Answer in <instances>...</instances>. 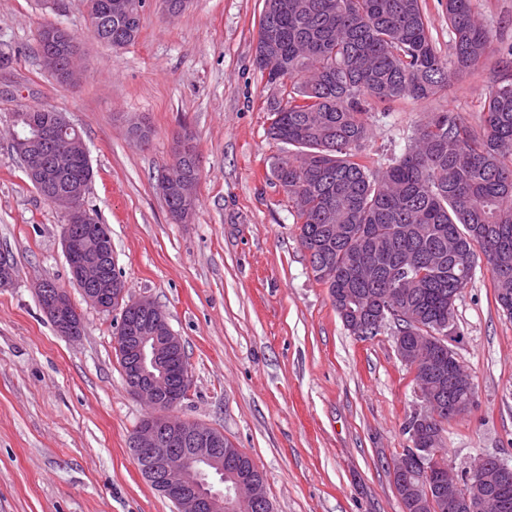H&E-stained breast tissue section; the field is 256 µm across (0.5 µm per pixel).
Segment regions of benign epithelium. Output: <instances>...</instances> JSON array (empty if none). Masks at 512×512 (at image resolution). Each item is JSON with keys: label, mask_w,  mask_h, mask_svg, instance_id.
Listing matches in <instances>:
<instances>
[{"label": "benign epithelium", "mask_w": 512, "mask_h": 512, "mask_svg": "<svg viewBox=\"0 0 512 512\" xmlns=\"http://www.w3.org/2000/svg\"><path fill=\"white\" fill-rule=\"evenodd\" d=\"M34 136L14 137L13 146L21 157L29 178L48 192L58 189L57 158L60 127L69 124L65 115L53 113L47 119L39 113L28 118ZM194 146V135L185 128L173 138L172 158L177 162ZM196 181L180 183L162 173L160 191L173 190L182 198L177 223L192 220L198 198ZM68 224L62 229V245L73 267L74 282L86 302L101 311L123 303L133 307L136 316L123 323L114 337L116 351L124 365L126 387L136 398L152 406L154 414L137 427L131 448L143 463L142 476L157 491L173 501L176 512H228L233 498L243 490L252 496V505L260 508L268 498L263 484L240 467L234 459L235 448L224 447L223 433L208 426L191 425L170 414L183 401L189 389L188 369L183 358V342L170 327L165 312L149 297H127L120 278L112 274V248L109 236L84 206L83 183L69 181L61 193ZM43 308L56 330L64 336L81 335L79 314L70 305L67 291L49 279L34 282ZM424 414L415 416L410 436L420 447L429 443ZM498 477L490 481L485 471L475 467L469 474V490L461 491L453 465H448V508L451 512H489L509 506L504 489L512 478V466L494 458Z\"/></svg>", "instance_id": "7a95c632"}]
</instances>
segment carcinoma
<instances>
[{
	"mask_svg": "<svg viewBox=\"0 0 512 512\" xmlns=\"http://www.w3.org/2000/svg\"><path fill=\"white\" fill-rule=\"evenodd\" d=\"M96 0L88 19L95 37L114 50L132 44L141 28L143 0ZM448 19L450 55L430 33L422 0H263L259 35L275 44L266 84L288 86L287 105L273 103L267 136L295 152L275 158L270 173L297 208L298 237L316 280L335 308L344 299L363 315H404L403 346L414 352L415 378L448 372V296L471 282L483 258L496 280V298L512 318V80L490 89L484 126L474 134L455 112H432L404 137L403 151L374 168L363 161L376 103L431 100L448 92L450 71L476 66L492 49L491 31L472 0H440ZM39 42L66 70L79 53L64 28L43 26ZM46 107L13 113L21 135L26 118ZM59 168L92 182L89 158H66ZM422 258L403 288L399 257ZM331 266L336 281L318 276ZM451 389L432 394L426 416L436 445L406 448L396 467L419 486L421 466L448 477L442 448Z\"/></svg>",
	"mask_w": 512,
	"mask_h": 512,
	"instance_id": "carcinoma-1",
	"label": "carcinoma"
}]
</instances>
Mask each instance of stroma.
<instances>
[{"label":"stroma","instance_id":"stroma-1","mask_svg":"<svg viewBox=\"0 0 512 512\" xmlns=\"http://www.w3.org/2000/svg\"><path fill=\"white\" fill-rule=\"evenodd\" d=\"M263 0H189L168 15L145 0L138 39L101 44L85 0H0V253L17 268L0 288V512H175L147 482L130 442L152 409L126 389L114 336L120 310L91 307L70 282L63 208L45 200L12 149V114L62 112L88 148L85 198L112 233L115 271L130 296L152 298L185 345L188 396L173 413L223 432L265 479L275 512H401L390 468L424 407L391 327L370 339L343 325L298 239L296 208L270 174L286 146L267 136L279 90L255 64ZM496 50L455 74L448 94L376 105L365 153H400V132L427 113L483 127L485 94L508 72L512 0H473ZM58 23L78 39L84 75L57 82L37 55ZM152 129L147 144L127 123ZM189 128L200 156L198 207L174 222L157 187L174 135ZM65 288L80 336L55 329L33 288ZM449 347L476 386L473 406L446 426L457 471L480 454L512 464V318L496 302L489 264L456 306Z\"/></svg>","mask_w":512,"mask_h":512}]
</instances>
